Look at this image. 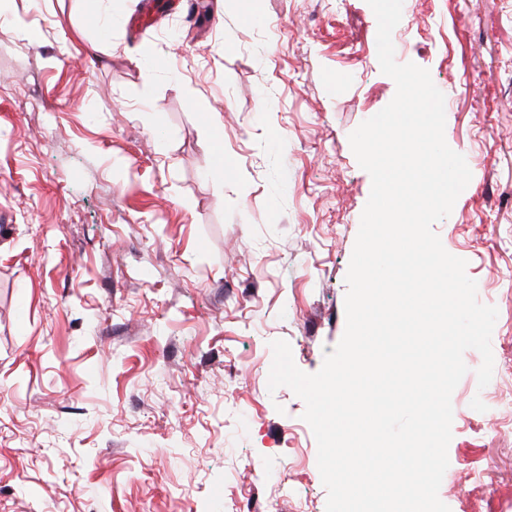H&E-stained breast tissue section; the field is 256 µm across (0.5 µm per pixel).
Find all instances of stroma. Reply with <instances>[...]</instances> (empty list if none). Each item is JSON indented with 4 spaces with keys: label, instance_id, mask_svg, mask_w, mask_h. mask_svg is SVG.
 <instances>
[{
    "label": "stroma",
    "instance_id": "stroma-1",
    "mask_svg": "<svg viewBox=\"0 0 512 512\" xmlns=\"http://www.w3.org/2000/svg\"><path fill=\"white\" fill-rule=\"evenodd\" d=\"M0 0V512H325L304 402L346 327L394 97L366 0ZM471 171L434 224L495 306L452 395L450 512H512V0H403Z\"/></svg>",
    "mask_w": 512,
    "mask_h": 512
}]
</instances>
